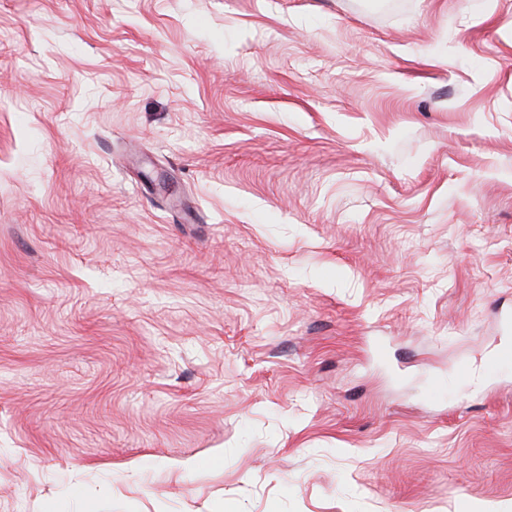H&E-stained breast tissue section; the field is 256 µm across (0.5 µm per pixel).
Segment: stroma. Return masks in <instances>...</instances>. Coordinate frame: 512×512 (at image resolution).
<instances>
[{"label":"stroma","instance_id":"obj_1","mask_svg":"<svg viewBox=\"0 0 512 512\" xmlns=\"http://www.w3.org/2000/svg\"><path fill=\"white\" fill-rule=\"evenodd\" d=\"M508 315L512 0H0V512H512Z\"/></svg>","mask_w":512,"mask_h":512}]
</instances>
